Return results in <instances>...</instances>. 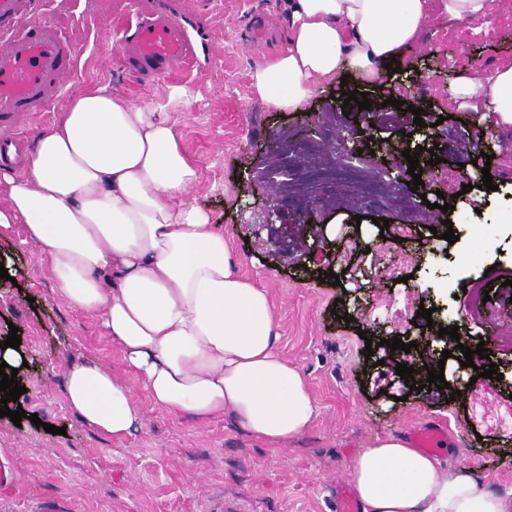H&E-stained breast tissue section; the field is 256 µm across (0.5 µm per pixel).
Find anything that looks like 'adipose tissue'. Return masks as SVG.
Instances as JSON below:
<instances>
[{
    "label": "adipose tissue",
    "instance_id": "1",
    "mask_svg": "<svg viewBox=\"0 0 512 512\" xmlns=\"http://www.w3.org/2000/svg\"><path fill=\"white\" fill-rule=\"evenodd\" d=\"M428 15V0H288V46L255 69L253 87L274 109L297 111L318 83L351 72L379 86ZM452 99L477 124L511 127L512 61L459 76ZM189 101L181 85L144 108L105 86L73 98L26 167L0 178V227L23 226L69 305L96 316L122 351L125 378L67 366L65 396L81 420L121 440L147 401L201 423L231 414L276 446L309 426L317 403L276 349L268 293L239 274L223 234L186 199L198 173L172 114ZM350 478L362 512H512V498L467 467L444 470L396 437L360 448Z\"/></svg>",
    "mask_w": 512,
    "mask_h": 512
}]
</instances>
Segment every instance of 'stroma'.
<instances>
[{
	"label": "stroma",
	"instance_id": "35a3bbf8",
	"mask_svg": "<svg viewBox=\"0 0 512 512\" xmlns=\"http://www.w3.org/2000/svg\"><path fill=\"white\" fill-rule=\"evenodd\" d=\"M129 0H25L35 18L59 23L83 48L77 73L48 112L37 119L49 130L79 92L106 86L144 107L164 98L169 86H190L196 101L174 115L182 146L198 165L189 196L223 232L242 276L265 288L279 324L278 351L307 378L318 414L302 434L273 447L241 430L231 415L200 423L145 408L138 429L115 440L83 422L69 407L63 372L74 362H94L118 376L126 365L118 346L93 315L73 309L60 293L39 246L25 241L22 225L0 228V256L14 283L0 285V336L17 327L28 366L19 402L21 423L0 418V465L16 478L0 492V512H38L43 499L65 497L72 512H209L224 500L249 512H333L336 482L346 479L359 448L377 437H408L424 423L447 426L437 452L446 466L463 464L484 477L491 491L512 492V129L489 142L494 190L483 189L479 167L468 164L445 125L408 124L424 164L421 192L385 188L384 157L367 153L352 168L337 163L324 186L337 199L322 209L332 247L312 251L305 202L286 199L268 214L263 180L245 185L243 172L259 143L287 137L292 158L319 155L322 139L354 125L334 120L325 105L341 110L338 82L320 84L303 112H279L256 94L254 68L272 53L247 47L243 26L255 11L287 25L284 0H166L197 40L214 44L199 53L191 71L159 77L143 88L124 69L115 37ZM431 20L400 61L401 72L371 89L374 100H412L434 115L462 117L451 106L458 75L486 71L512 57V0H492L487 23L460 31L448 24L439 0H430ZM315 119L321 137H307L304 116ZM441 163H430L431 149ZM454 196L449 218L456 242L434 237L440 195ZM389 221L360 232L354 217ZM332 264L333 286L308 277ZM489 291L473 304L472 290ZM432 311L419 318V308ZM458 328L461 345L448 359L449 379H462L461 394L410 389L391 363L366 360L370 336L399 337L426 351L437 328ZM484 344L502 380L468 384L462 347ZM40 425H33L31 415ZM65 435L45 432V424Z\"/></svg>",
	"mask_w": 512,
	"mask_h": 512
}]
</instances>
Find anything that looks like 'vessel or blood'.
Wrapping results in <instances>:
<instances>
[{
	"instance_id": "b4317fda",
	"label": "vessel or blood",
	"mask_w": 512,
	"mask_h": 512,
	"mask_svg": "<svg viewBox=\"0 0 512 512\" xmlns=\"http://www.w3.org/2000/svg\"><path fill=\"white\" fill-rule=\"evenodd\" d=\"M116 37L126 70L141 83L192 68L198 58L179 20L160 9L142 12L138 0H131ZM80 56V48L50 21L33 22L17 37H0V127H22L46 111ZM412 437L417 447L431 449L446 440L447 431L424 424Z\"/></svg>"
}]
</instances>
